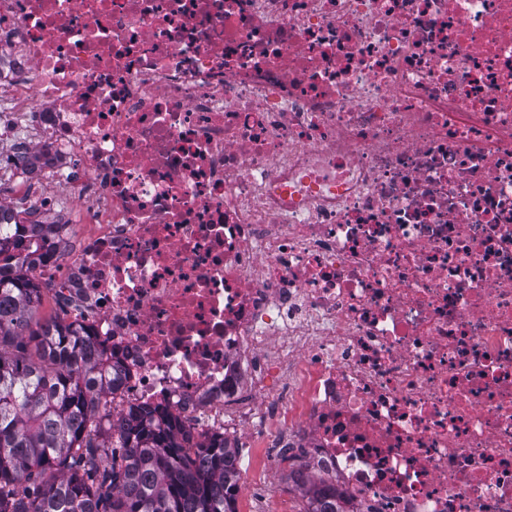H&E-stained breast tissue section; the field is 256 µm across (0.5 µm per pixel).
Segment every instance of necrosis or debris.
<instances>
[{
  "mask_svg": "<svg viewBox=\"0 0 512 512\" xmlns=\"http://www.w3.org/2000/svg\"><path fill=\"white\" fill-rule=\"evenodd\" d=\"M0 147L113 411L512 512V0H0Z\"/></svg>",
  "mask_w": 512,
  "mask_h": 512,
  "instance_id": "necrosis-or-debris-1",
  "label": "necrosis or debris"
}]
</instances>
